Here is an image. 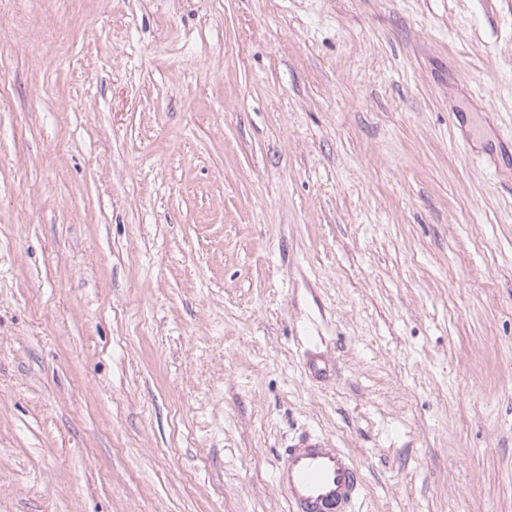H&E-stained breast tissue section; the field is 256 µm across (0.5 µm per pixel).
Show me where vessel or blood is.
Listing matches in <instances>:
<instances>
[{
    "label": "vessel or blood",
    "instance_id": "obj_1",
    "mask_svg": "<svg viewBox=\"0 0 512 512\" xmlns=\"http://www.w3.org/2000/svg\"><path fill=\"white\" fill-rule=\"evenodd\" d=\"M274 480L290 512H352L362 488L349 455L310 433L284 448Z\"/></svg>",
    "mask_w": 512,
    "mask_h": 512
}]
</instances>
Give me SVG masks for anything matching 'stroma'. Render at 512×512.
I'll use <instances>...</instances> for the list:
<instances>
[{"mask_svg":"<svg viewBox=\"0 0 512 512\" xmlns=\"http://www.w3.org/2000/svg\"><path fill=\"white\" fill-rule=\"evenodd\" d=\"M304 432L512 512V0H0V512H289Z\"/></svg>","mask_w":512,"mask_h":512,"instance_id":"obj_1","label":"stroma"}]
</instances>
